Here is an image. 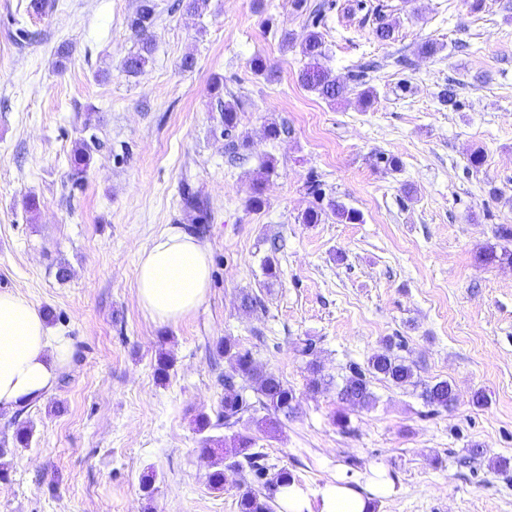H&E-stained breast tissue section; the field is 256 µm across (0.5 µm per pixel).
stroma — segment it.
<instances>
[{"mask_svg":"<svg viewBox=\"0 0 512 512\" xmlns=\"http://www.w3.org/2000/svg\"><path fill=\"white\" fill-rule=\"evenodd\" d=\"M44 2L37 14L30 0H0V291L51 313L72 355L44 401L0 408V441L33 428L29 448L0 458V512H237L234 482L210 488L194 426L204 414L207 435L233 433L217 422L231 365L215 346L225 337L294 390V413L257 443L308 494L365 483L382 467L392 485L376 512H512V469L490 466L512 461V264L478 259L503 247L499 225L512 226V0L478 11L467 0H307L303 10L208 0L199 15L156 0L155 50L135 78L121 63L137 49L129 23L139 0ZM318 6L320 65L347 85L333 103L301 81L308 61L297 44ZM381 17L391 40L375 34ZM425 41L436 54L418 53ZM257 56L271 73L251 71ZM368 62L373 71L355 81ZM366 84L376 91L367 108ZM447 87L456 107L439 101ZM221 100L238 105L250 140L239 160L221 134ZM272 123L285 134L268 138ZM92 135L87 173L72 186L75 144ZM383 156L400 169L384 170ZM269 159L266 204L249 209L251 176ZM312 179L361 222L303 223ZM186 186L207 207L202 226L183 208ZM30 196L37 211L24 205ZM174 226L209 244L211 287L197 311L160 326L137 298L138 254ZM247 294L261 308L246 310ZM390 336L419 380L453 383L452 412L430 413L417 388L382 380L371 383L374 407L342 408L335 382ZM307 339L309 358L296 350ZM162 351L172 360L163 382ZM310 359L331 387L309 391ZM477 390L486 405H473ZM475 444L484 455L471 461Z\"/></svg>","mask_w":512,"mask_h":512,"instance_id":"1","label":"stroma"}]
</instances>
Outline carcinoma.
Wrapping results in <instances>:
<instances>
[{
    "instance_id": "obj_1",
    "label": "carcinoma",
    "mask_w": 512,
    "mask_h": 512,
    "mask_svg": "<svg viewBox=\"0 0 512 512\" xmlns=\"http://www.w3.org/2000/svg\"><path fill=\"white\" fill-rule=\"evenodd\" d=\"M156 15L155 0H140L135 16L130 21V29L139 42L137 52L127 56L122 70L129 77L143 73L152 57L154 43L151 28ZM319 17L313 18V29L300 42V53L309 61V67L303 71L302 80L311 91L330 103L343 97L345 84L338 77L319 66V60L325 56V44L321 32L316 30ZM223 133L232 138L230 146L237 151L249 149V140L235 136L239 124L235 106L227 104L220 108ZM96 142L81 140L76 143L71 158L69 180L79 186L91 161L92 148ZM276 171L273 161L262 164L252 178L248 206L258 210L265 204V182ZM308 191L317 200V205L309 208L302 217L305 224H319L323 217L331 214L340 222L355 224L361 221V212L350 208L333 197L325 198L321 184L312 181ZM183 207L195 213L194 220L202 218L203 201L198 195L185 191L182 196ZM401 344L389 337L383 341L382 350L372 356L366 368L358 365L350 367V374L344 377L342 384L336 385V397L342 404L369 408L376 404L377 397L370 387V378L376 377L397 386L411 385L421 388L419 397L433 411H450L455 407L456 390L446 379L422 382L415 379L413 366L397 353ZM216 353L228 358L232 363V374L224 379L226 392L221 401L219 417L224 425L233 426L246 419L256 425L258 430L271 433L280 426V417H289L295 410L296 396L288 384L273 372L264 370L255 364L252 354L226 337L216 344ZM308 388L319 391L330 385L322 374V368L315 361L308 362ZM265 415L258 416L259 411ZM203 455L210 460L212 471L208 475L211 489L224 490L227 473L241 476L238 485V512H274L280 488L289 486L294 477L286 469L275 472L262 463L265 454L256 448V439L250 434L236 433L227 439L207 438L204 441Z\"/></svg>"
}]
</instances>
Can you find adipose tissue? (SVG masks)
<instances>
[{"label":"adipose tissue","instance_id":"adipose-tissue-1","mask_svg":"<svg viewBox=\"0 0 512 512\" xmlns=\"http://www.w3.org/2000/svg\"><path fill=\"white\" fill-rule=\"evenodd\" d=\"M209 281L208 247L178 228L161 233L139 253L137 296L156 324H175L196 311ZM71 354L69 340L52 335L34 304L18 293L0 292V407L42 401ZM390 486L387 471L377 468L363 487L340 480L311 498L293 484L278 499L284 512H373V499Z\"/></svg>","mask_w":512,"mask_h":512}]
</instances>
